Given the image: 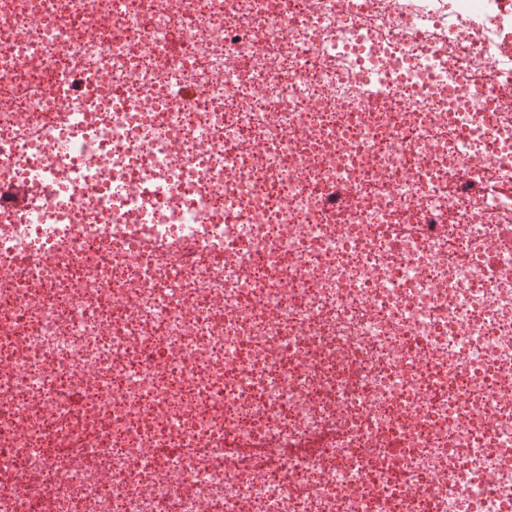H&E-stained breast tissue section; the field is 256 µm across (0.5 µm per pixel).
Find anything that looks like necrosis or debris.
Returning <instances> with one entry per match:
<instances>
[{"label":"necrosis or debris","instance_id":"obj_1","mask_svg":"<svg viewBox=\"0 0 512 512\" xmlns=\"http://www.w3.org/2000/svg\"><path fill=\"white\" fill-rule=\"evenodd\" d=\"M511 457L512 0H0V512H512ZM227 452L232 454H237L243 452L249 455L254 461L259 464H266L271 457L296 453V449L294 448H276L275 445L265 441L260 440L251 444L240 445L237 443H232L228 446ZM233 448H246L244 450H238Z\"/></svg>","mask_w":512,"mask_h":512}]
</instances>
